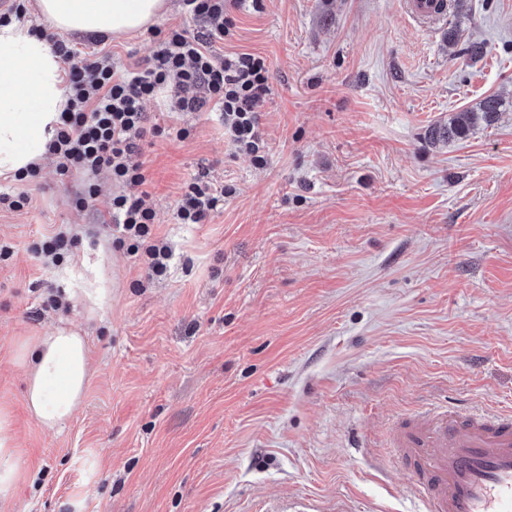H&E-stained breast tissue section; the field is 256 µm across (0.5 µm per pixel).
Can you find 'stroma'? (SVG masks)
Masks as SVG:
<instances>
[{
	"label": "stroma",
	"mask_w": 512,
	"mask_h": 512,
	"mask_svg": "<svg viewBox=\"0 0 512 512\" xmlns=\"http://www.w3.org/2000/svg\"><path fill=\"white\" fill-rule=\"evenodd\" d=\"M215 49L267 58L268 163L188 112L185 139L143 146L155 235L149 278L98 216L81 174L0 176V408L18 481L0 512H267L283 499L423 512L390 436L430 405L512 410V0H454L421 27L404 0H239ZM460 45H450L448 29ZM477 40L478 60L460 52ZM504 106L462 141L430 128L488 95ZM229 188L180 224L187 183ZM67 231L59 265L31 245ZM100 288L102 300L87 289ZM60 307L48 304L50 291ZM87 336L82 406L50 430L27 413L21 344Z\"/></svg>",
	"instance_id": "obj_1"
}]
</instances>
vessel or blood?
Segmentation results:
<instances>
[{"instance_id": "vessel-or-blood-1", "label": "vessel or blood", "mask_w": 512, "mask_h": 512, "mask_svg": "<svg viewBox=\"0 0 512 512\" xmlns=\"http://www.w3.org/2000/svg\"><path fill=\"white\" fill-rule=\"evenodd\" d=\"M414 21L448 14V0H404ZM392 446L408 465L425 512H512V413L424 411Z\"/></svg>"}]
</instances>
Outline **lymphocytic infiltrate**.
I'll return each mask as SVG.
<instances>
[{"label":"lymphocytic infiltrate","instance_id":"obj_1","mask_svg":"<svg viewBox=\"0 0 512 512\" xmlns=\"http://www.w3.org/2000/svg\"><path fill=\"white\" fill-rule=\"evenodd\" d=\"M227 0H183L190 19L205 30L189 35L178 25L161 32L143 68H117L110 53L82 51L47 34L46 39L66 66L69 98L60 114L47 152L59 174L80 172L90 181L76 199L77 208L91 207L98 195L94 179L103 175L116 192L101 222L116 228L119 243L142 255L153 275H164L173 251L153 234L156 214L144 197L151 181L140 144L147 135L187 136L185 128L150 123L144 108L156 100L164 112H220L224 134L254 164L267 163L261 111L271 94L272 74L264 57L254 53L218 54L214 50L234 25ZM224 187L201 179L186 184L177 203L176 220L201 224L224 206Z\"/></svg>","mask_w":512,"mask_h":512}]
</instances>
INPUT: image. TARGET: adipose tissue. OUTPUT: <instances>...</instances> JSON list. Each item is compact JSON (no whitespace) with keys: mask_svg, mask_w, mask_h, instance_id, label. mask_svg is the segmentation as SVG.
Instances as JSON below:
<instances>
[{"mask_svg":"<svg viewBox=\"0 0 512 512\" xmlns=\"http://www.w3.org/2000/svg\"><path fill=\"white\" fill-rule=\"evenodd\" d=\"M166 0H37L41 21L61 32L123 37L162 14ZM59 57L26 21L0 26V175L38 162L67 103ZM24 404L31 418L53 429L81 404L90 358L84 336L61 330L24 345Z\"/></svg>","mask_w":512,"mask_h":512,"instance_id":"obj_1","label":"adipose tissue"}]
</instances>
